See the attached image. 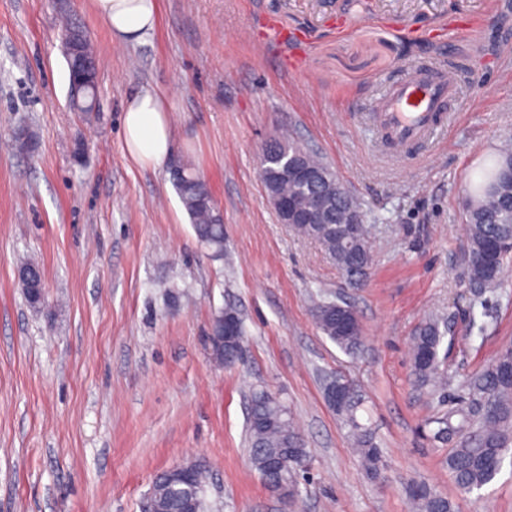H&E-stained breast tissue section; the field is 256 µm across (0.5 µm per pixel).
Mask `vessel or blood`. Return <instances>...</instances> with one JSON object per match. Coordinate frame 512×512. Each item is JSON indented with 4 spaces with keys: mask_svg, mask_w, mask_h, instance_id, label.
<instances>
[{
    "mask_svg": "<svg viewBox=\"0 0 512 512\" xmlns=\"http://www.w3.org/2000/svg\"><path fill=\"white\" fill-rule=\"evenodd\" d=\"M459 107L458 85L447 64L410 65L374 102L373 121L393 150L410 154L431 139L442 113Z\"/></svg>",
    "mask_w": 512,
    "mask_h": 512,
    "instance_id": "1",
    "label": "vessel or blood"
}]
</instances>
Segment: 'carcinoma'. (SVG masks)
I'll list each match as a JSON object with an SVG mask.
<instances>
[{"mask_svg":"<svg viewBox=\"0 0 512 512\" xmlns=\"http://www.w3.org/2000/svg\"><path fill=\"white\" fill-rule=\"evenodd\" d=\"M63 39L72 53L66 56L70 67L79 66L87 77L97 79L99 61L86 31L70 22L64 28ZM282 153L296 157L307 166L330 170L320 157L293 139L274 140L269 143L264 159L265 187L278 190L297 198L301 205H313L315 193L306 186L285 184L279 180V163L273 157ZM512 165V148L501 150L494 164L485 169L472 183L471 196L465 208L467 230V288L471 305L485 306L486 294L495 291L502 277L490 272L488 257L495 245L501 246L495 255L496 265L503 269L512 253L502 246L512 243V177H503L505 168ZM172 184L179 195L193 225L198 242L209 253L220 258L224 254V224L212 193L203 178L192 165L179 160V168L171 173ZM332 200L331 220L327 224H299L296 231L310 237L324 248L336 266L348 277H355L353 268L371 263L369 232L364 224L358 225L355 236L340 235L339 228L346 224L347 211L360 206L344 191L336 195L332 188L323 187ZM342 304L330 300L317 302L312 315L321 332L345 352L357 349L361 336L342 333L336 324V315ZM444 333L439 323L429 320L422 324L412 343V366L417 380L423 385L442 383L439 348ZM512 371V347L499 352L486 369L468 383V394L477 402L485 398L494 400L498 413L493 418L474 416L463 410H450L431 420L435 428L432 438L446 443L457 440L448 454V470L457 490L469 495L490 484L500 473L509 450L512 449V377L504 371ZM361 407L358 391H353L349 402L337 410L347 426L353 445L359 453L367 472H377L381 458L380 448L370 428L360 423L357 412ZM247 436L252 466L266 486L283 485L299 489L297 468L292 464L277 473L266 468L267 459L285 448L294 449L299 458L309 457V451L297 431L288 409L280 399L266 390L252 393L249 403ZM421 512H456L455 504L436 489L416 484L411 489ZM192 500L196 512H205L204 469L196 471L195 481L187 489L172 481L167 472L156 476L149 501V512H182V498Z\"/></svg>","mask_w":512,"mask_h":512,"instance_id":"carcinoma-1","label":"carcinoma"}]
</instances>
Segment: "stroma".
<instances>
[{"instance_id": "35a3bbf8", "label": "stroma", "mask_w": 512, "mask_h": 512, "mask_svg": "<svg viewBox=\"0 0 512 512\" xmlns=\"http://www.w3.org/2000/svg\"><path fill=\"white\" fill-rule=\"evenodd\" d=\"M158 2L154 32L124 45L92 0H0V512H141L154 477L190 463L208 470V512H416L418 483L458 512H512V464L460 495L449 444L429 434L512 346V270L482 326L463 264L469 183L512 144V0ZM65 17L101 59L88 114L70 100ZM272 18L285 36L264 53L253 38ZM450 60L459 112L416 154L390 152L369 119L375 98L403 66ZM146 91L169 106L173 156L211 188L223 259L198 244L166 167L140 168L124 148V107ZM20 125L35 151L7 149ZM288 134L361 205L372 261L358 282L278 220L260 159ZM22 258L44 275L42 308L16 279ZM323 299L355 310L354 352L317 327ZM227 306L246 335L240 359L220 367L208 336ZM430 319L446 328L441 391L412 368L411 340ZM334 375L361 396L377 475L324 397ZM254 388L288 406L309 450L289 506L250 461Z\"/></svg>"}]
</instances>
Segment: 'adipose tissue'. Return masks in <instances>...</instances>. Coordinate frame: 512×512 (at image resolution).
Here are the masks:
<instances>
[{
	"label": "adipose tissue",
	"instance_id": "adipose-tissue-1",
	"mask_svg": "<svg viewBox=\"0 0 512 512\" xmlns=\"http://www.w3.org/2000/svg\"><path fill=\"white\" fill-rule=\"evenodd\" d=\"M96 13L121 44L143 42L158 23L157 0H93ZM164 99L143 92L129 100L123 116L124 147L141 167L155 169L171 152V127Z\"/></svg>",
	"mask_w": 512,
	"mask_h": 512
}]
</instances>
